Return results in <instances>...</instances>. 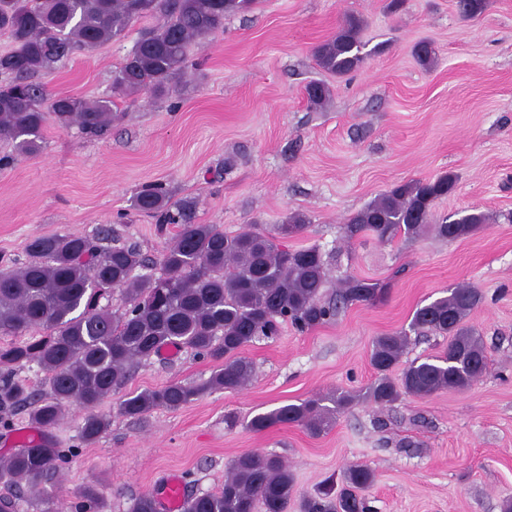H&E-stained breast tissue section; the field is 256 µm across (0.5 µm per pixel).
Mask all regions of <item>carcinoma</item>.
Returning a JSON list of instances; mask_svg holds the SVG:
<instances>
[{"instance_id": "obj_1", "label": "carcinoma", "mask_w": 512, "mask_h": 512, "mask_svg": "<svg viewBox=\"0 0 512 512\" xmlns=\"http://www.w3.org/2000/svg\"><path fill=\"white\" fill-rule=\"evenodd\" d=\"M256 0H0V30L12 48L0 54V140L15 152H39L48 121L60 127L78 125L88 137H100L116 119L110 97L86 101L52 97L34 76L50 70L78 51L122 41L132 25L146 18L162 22L141 32L123 63L112 74V92H149L164 97L179 90L192 47L224 30V19L249 11ZM485 0H457L461 15L474 17ZM363 21L347 15L336 33L320 42L318 65L334 75L359 68L368 54L361 39ZM310 106L321 107L330 88L321 82L306 87ZM455 177L410 180L381 193L351 215L346 235L369 233L382 242L398 237L415 240L431 232L444 239L467 237L489 216L463 214L432 223L433 202L448 195ZM136 210L157 214L165 224L179 225L160 261V272L140 275L145 267L134 246H108L82 235H46L33 239L28 259L0 269V335L18 340L0 346V425L28 409L31 426H57L64 408L76 404L87 413L79 438L93 443L110 419L92 412L121 388L141 362L170 348L192 352L214 363L211 375L187 384L171 382L157 389L132 392L120 401L121 415L140 420L156 409L176 411L216 390H239L251 380L253 364L241 350L263 336H278L282 324L304 332L333 321L348 305L384 302L388 284L348 277L333 299H323L330 270L317 246L288 250L279 240L303 228L306 216H288L273 235L251 229L234 235L211 224H193L185 205L172 209L161 183L142 187ZM125 294L126 308L112 311L101 304L110 291ZM482 300L480 292L459 286L448 295L417 308L409 330L375 338L370 363L376 373L364 398L383 408L402 396L427 398L443 390H464L482 377L489 362L482 337L467 318ZM450 337L442 354L415 359L399 378L392 377L411 338L409 333ZM29 364L44 374L46 389L29 390L17 371ZM357 395L337 391L300 403L285 404L253 416L248 426L263 432L297 424L319 436ZM67 454L46 439L31 438L0 458V479L18 489L43 490L53 484ZM374 472L362 464L346 468L341 488L332 482L301 501V512H372L361 492L372 486ZM295 480L288 464L275 454L249 453L235 458L224 485L215 493L190 495L183 512H288ZM84 512H100L94 489L75 492Z\"/></svg>"}]
</instances>
